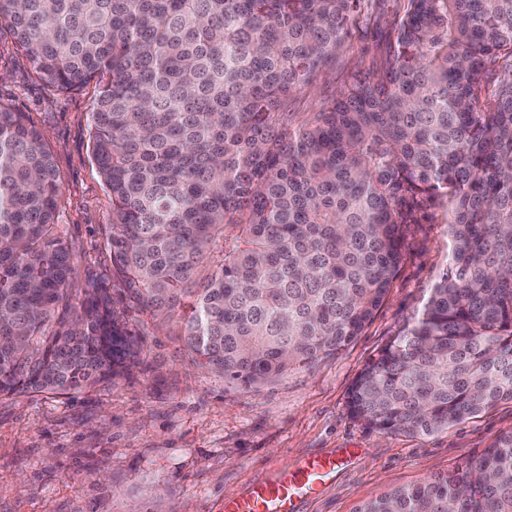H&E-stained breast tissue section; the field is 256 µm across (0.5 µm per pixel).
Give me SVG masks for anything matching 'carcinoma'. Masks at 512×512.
<instances>
[{
  "label": "carcinoma",
  "mask_w": 512,
  "mask_h": 512,
  "mask_svg": "<svg viewBox=\"0 0 512 512\" xmlns=\"http://www.w3.org/2000/svg\"><path fill=\"white\" fill-rule=\"evenodd\" d=\"M368 2L0 0V28L60 91L98 85L108 274L227 384L344 349L404 226L442 205L449 271L349 392L373 430L430 436L512 401V0H403L382 74L296 121ZM60 198L40 132L0 105V396L110 382L142 351L108 289L76 298ZM357 512H512V433Z\"/></svg>",
  "instance_id": "obj_1"
}]
</instances>
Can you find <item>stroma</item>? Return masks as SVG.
<instances>
[{
    "label": "stroma",
    "instance_id": "35a3bbf8",
    "mask_svg": "<svg viewBox=\"0 0 512 512\" xmlns=\"http://www.w3.org/2000/svg\"><path fill=\"white\" fill-rule=\"evenodd\" d=\"M399 0H373L371 21L353 18L327 73L295 94L298 117L354 79L376 73ZM97 90L61 92L39 79L0 31V103L24 113L51 150L61 181L58 224L78 248L79 282L109 259L112 197L91 151ZM436 205L406 228L388 294L359 336L338 354L256 389L225 384L191 364L171 328L132 303L114 308L143 336L141 363L110 383L66 396L0 398V512H224L242 494L312 453L357 449L355 460L301 512H353L361 502L464 469L512 431L505 402L430 437L379 434L351 417L349 390L364 366L426 301L448 262V226Z\"/></svg>",
    "mask_w": 512,
    "mask_h": 512
}]
</instances>
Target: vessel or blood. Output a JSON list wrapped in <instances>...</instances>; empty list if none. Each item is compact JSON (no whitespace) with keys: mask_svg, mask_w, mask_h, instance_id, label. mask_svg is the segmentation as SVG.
Returning a JSON list of instances; mask_svg holds the SVG:
<instances>
[{"mask_svg":"<svg viewBox=\"0 0 512 512\" xmlns=\"http://www.w3.org/2000/svg\"><path fill=\"white\" fill-rule=\"evenodd\" d=\"M351 455L348 448L337 455H309L299 467L283 470L276 479L255 483L244 494L225 500L224 512H299L302 502L333 480Z\"/></svg>","mask_w":512,"mask_h":512,"instance_id":"1","label":"vessel or blood"}]
</instances>
